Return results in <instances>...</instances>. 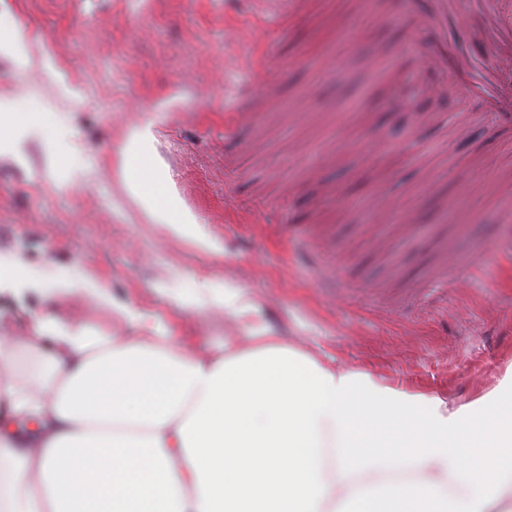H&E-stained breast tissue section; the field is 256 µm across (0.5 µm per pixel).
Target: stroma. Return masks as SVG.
Returning <instances> with one entry per match:
<instances>
[{
	"instance_id": "1",
	"label": "stroma",
	"mask_w": 512,
	"mask_h": 512,
	"mask_svg": "<svg viewBox=\"0 0 512 512\" xmlns=\"http://www.w3.org/2000/svg\"><path fill=\"white\" fill-rule=\"evenodd\" d=\"M31 63L0 52V102L36 124L0 157V257L83 294L0 297L20 335L52 312L140 336L155 323L215 352L252 329L411 392L467 402L512 362V129L461 76L422 94L423 37L374 0H0ZM262 76L261 94L240 97ZM253 112L230 128V113ZM449 140L426 183L410 145ZM149 129L198 238L149 222L116 158ZM396 215L375 222L370 205ZM251 302L243 321L226 307Z\"/></svg>"
}]
</instances>
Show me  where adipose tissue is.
<instances>
[{"instance_id": "adipose-tissue-1", "label": "adipose tissue", "mask_w": 512, "mask_h": 512, "mask_svg": "<svg viewBox=\"0 0 512 512\" xmlns=\"http://www.w3.org/2000/svg\"><path fill=\"white\" fill-rule=\"evenodd\" d=\"M149 139L132 133L119 174L184 233ZM0 512H512V364L457 403L263 330L203 357L158 326L124 338L39 314L0 336Z\"/></svg>"}]
</instances>
